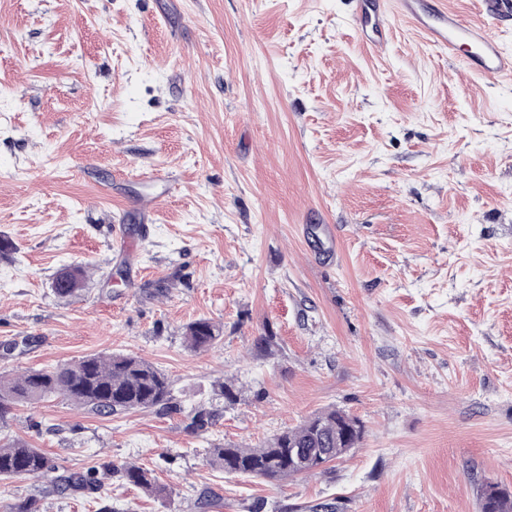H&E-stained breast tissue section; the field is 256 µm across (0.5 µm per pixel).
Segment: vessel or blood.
<instances>
[{
  "label": "vessel or blood",
  "mask_w": 512,
  "mask_h": 512,
  "mask_svg": "<svg viewBox=\"0 0 512 512\" xmlns=\"http://www.w3.org/2000/svg\"><path fill=\"white\" fill-rule=\"evenodd\" d=\"M410 23L423 39L438 46L472 76L512 75V53L505 51L491 27L512 14V0H480L478 16L451 9L446 0H354L353 21L368 45L379 46L387 36L388 13Z\"/></svg>",
  "instance_id": "b4317fda"
}]
</instances>
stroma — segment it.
Returning a JSON list of instances; mask_svg holds the SVG:
<instances>
[{"instance_id":"stroma-1","label":"stroma","mask_w":512,"mask_h":512,"mask_svg":"<svg viewBox=\"0 0 512 512\" xmlns=\"http://www.w3.org/2000/svg\"><path fill=\"white\" fill-rule=\"evenodd\" d=\"M351 14L0 0V377L132 354L180 405L16 406L6 436L58 474L130 462L166 491L15 477L0 512H479L482 483L512 490V76H462L399 17L368 50ZM199 319L223 338L194 352ZM224 381L235 401L214 398ZM195 407L217 416L191 434ZM334 408L365 434L326 473L208 462ZM82 279V272L79 268L72 267L69 271L59 272L54 282V292L58 297L66 298L72 296Z\"/></svg>"}]
</instances>
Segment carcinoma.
<instances>
[{
	"instance_id": "carcinoma-1",
	"label": "carcinoma",
	"mask_w": 512,
	"mask_h": 512,
	"mask_svg": "<svg viewBox=\"0 0 512 512\" xmlns=\"http://www.w3.org/2000/svg\"><path fill=\"white\" fill-rule=\"evenodd\" d=\"M82 279L80 269L57 274L54 292L61 298L73 295ZM223 335L221 327L208 319H200L186 329V340L191 349L204 351L218 343ZM50 397H62L88 408L97 414L116 415L130 411L173 407L170 378L149 361L130 355L110 354L86 357L74 364L53 370H33L17 378L0 379V424L12 409ZM213 413L195 410L190 415L188 428L203 430L212 423ZM358 424L357 441H362L364 427L356 417L350 419L343 410L330 409L310 416L298 426L283 431L258 448L236 444L212 448L209 461L227 473L244 474L268 482H280L290 477L323 471L318 453L332 460L341 458L352 447L345 436L350 422ZM296 448L304 450L299 465L290 461ZM112 471L122 473L125 481L147 492L160 493L150 470L123 463L109 465ZM53 470L50 459L40 450L25 443L0 437V477H43ZM60 491H90L103 489L95 468L84 473H71L55 478ZM480 512H512V492L497 483L486 482L479 494Z\"/></svg>"
}]
</instances>
